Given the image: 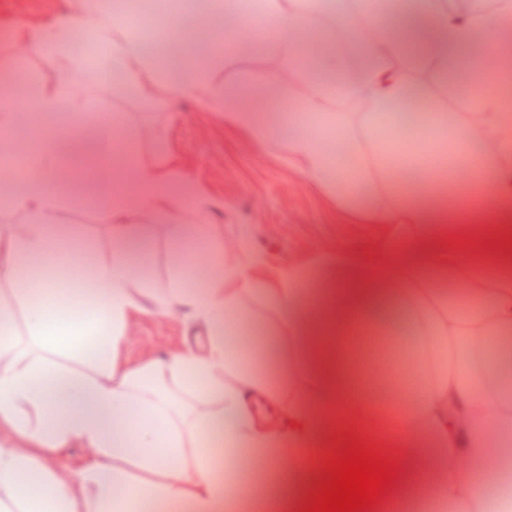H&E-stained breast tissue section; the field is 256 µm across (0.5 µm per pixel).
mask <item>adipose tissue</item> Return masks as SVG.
<instances>
[{"label": "adipose tissue", "mask_w": 512, "mask_h": 512, "mask_svg": "<svg viewBox=\"0 0 512 512\" xmlns=\"http://www.w3.org/2000/svg\"><path fill=\"white\" fill-rule=\"evenodd\" d=\"M277 60L259 83L212 75L216 30L248 56V24ZM108 46L86 63L80 33ZM36 53L109 75L157 107L177 101L225 118L260 145L283 141L289 163L335 199L361 243L314 252L301 288L255 275L254 230L202 291L174 285L157 301L129 252L153 224L177 247L200 237L187 205L201 198L169 177H139L128 137L105 101L64 79L29 84L0 54V86L26 110L0 107V139L25 130L31 160L0 193L21 224L0 229V275L76 251L58 221L70 193L100 202L113 249L72 266L90 305L55 284H18L0 303V512H306L342 448L398 465L369 512H512V0H240L216 13L159 19L137 0H72L52 21L21 24ZM459 112H441L428 82ZM340 99L365 104L342 118ZM302 101V121L284 107ZM354 168L334 162L328 142ZM74 181L57 175L60 160ZM268 318L255 320L253 300ZM178 313L204 343L129 367L119 361L134 314ZM249 323L247 345L224 327ZM219 426L231 458L217 473L200 444ZM88 449L76 469L70 447Z\"/></svg>", "instance_id": "1"}]
</instances>
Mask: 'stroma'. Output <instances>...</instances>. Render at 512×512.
Segmentation results:
<instances>
[{
	"mask_svg": "<svg viewBox=\"0 0 512 512\" xmlns=\"http://www.w3.org/2000/svg\"><path fill=\"white\" fill-rule=\"evenodd\" d=\"M66 5L67 0H0V48L11 49L18 68L30 77L44 81L63 77L87 96L109 98L122 128L141 132L132 145L139 173L169 175L212 201L210 211L196 216L206 228L210 247L203 267L208 282L219 278L216 258L236 244L244 225L256 228L254 244L264 257L263 273L283 284L308 264L312 248L362 234V225L348 223L335 201L305 181L288 162L283 143L260 147L247 131L198 111L190 101L162 110L124 95L119 86L96 85L84 72L55 57L11 43L15 24L48 22ZM59 219L71 225L86 244L78 261L90 265L111 252V232L99 221L91 202L80 198L64 201ZM148 248L147 256L132 259L131 266L157 291L169 288L176 275L188 279L200 268L172 244L165 225H154ZM205 336L203 327L176 313L136 314L130 320L120 360L135 365Z\"/></svg>",
	"mask_w": 512,
	"mask_h": 512,
	"instance_id": "1",
	"label": "stroma"
}]
</instances>
